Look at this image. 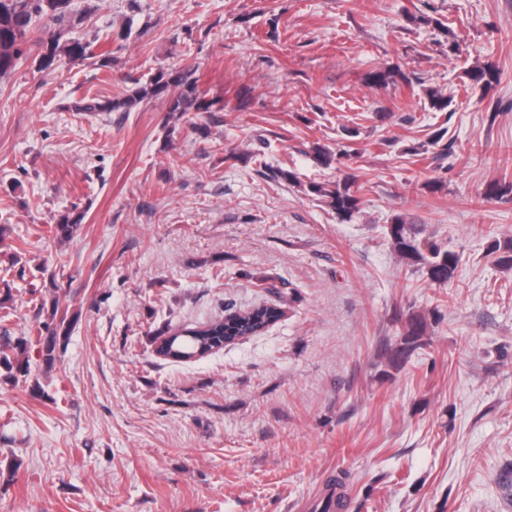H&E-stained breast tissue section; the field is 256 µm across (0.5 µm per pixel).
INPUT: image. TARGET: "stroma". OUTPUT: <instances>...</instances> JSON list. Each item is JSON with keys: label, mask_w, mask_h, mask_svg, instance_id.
I'll list each match as a JSON object with an SVG mask.
<instances>
[{"label": "stroma", "mask_w": 512, "mask_h": 512, "mask_svg": "<svg viewBox=\"0 0 512 512\" xmlns=\"http://www.w3.org/2000/svg\"><path fill=\"white\" fill-rule=\"evenodd\" d=\"M73 33L110 67L29 55L0 76V330L30 363L0 373V512H297L339 474L345 512H512V270L488 252L512 196L481 197L512 182V0H98ZM487 64L485 92L467 73ZM390 67L409 83H368ZM166 68L220 111L72 109ZM346 179L348 221L304 189ZM397 214L460 253L448 287L401 270ZM55 299L79 318L48 369L36 325ZM275 303L261 335L155 352ZM414 313L428 334L393 369Z\"/></svg>", "instance_id": "stroma-1"}]
</instances>
